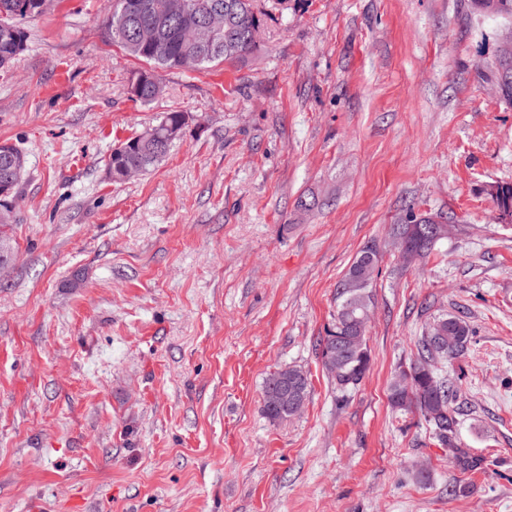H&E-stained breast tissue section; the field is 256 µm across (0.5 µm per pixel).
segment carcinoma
Returning a JSON list of instances; mask_svg holds the SVG:
<instances>
[{"mask_svg":"<svg viewBox=\"0 0 512 512\" xmlns=\"http://www.w3.org/2000/svg\"><path fill=\"white\" fill-rule=\"evenodd\" d=\"M29 0H0V69L11 65L27 49L29 31L27 22L45 15V12L28 13ZM161 0H112L105 19V29L113 42L129 56L147 64L139 70L128 85L130 97L150 105L157 100L154 84L163 81L161 72L172 70L204 71L222 63H244L257 51L255 40L260 19L255 14L251 0H238L240 15L231 22L222 24L221 42L211 49H196L197 35L184 29L170 18L163 26L168 41L167 51L156 56L148 41L151 13L145 8L150 4L158 7ZM183 112H165L152 125L157 137L145 140L136 135L112 149L106 163L107 174L114 182L122 181L128 167H136L145 173L158 164L171 150L174 141L167 132L170 128L185 129ZM27 159L26 153L16 145L0 144V182L12 168L15 159ZM21 183L13 176L10 195L0 197V260L11 258L8 231L18 223V214L7 206V202L18 194ZM499 192L490 197L496 212L512 210V184H498ZM430 217L412 218L410 224H397L393 235L406 239L410 251L416 257H424L434 248L437 240L418 236L416 226L433 224ZM373 275L358 288H337L336 317L326 336L320 339V359L323 369L336 385L346 392L356 388L366 376L370 351L366 333H361V343L349 340L353 331V317L371 311L369 286ZM472 331L469 323L460 316L442 314L433 319L418 337L417 356L408 370L394 378L389 389V401L393 409L404 413H417L429 426L433 437L443 446L452 442L457 433V418L453 404L457 400L458 387L455 381L441 373L437 364L454 363L466 355ZM276 381L284 385H295L304 399L309 394V379L296 367H286L271 373L266 382Z\"/></svg>","mask_w":512,"mask_h":512,"instance_id":"1","label":"carcinoma"}]
</instances>
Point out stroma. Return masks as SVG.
<instances>
[{"label": "stroma", "instance_id": "1", "mask_svg": "<svg viewBox=\"0 0 512 512\" xmlns=\"http://www.w3.org/2000/svg\"><path fill=\"white\" fill-rule=\"evenodd\" d=\"M107 4L57 0L0 69V143L28 154L0 273V512H512L497 22L470 0H254L251 61L165 72L145 106ZM169 110L183 137L112 182V148ZM411 215L450 232L409 262L390 229ZM369 246L370 364L344 395L317 342ZM461 311L465 467L389 403L427 323ZM288 366L309 397L273 423L264 382ZM489 184L486 186L485 191L488 195H496L497 190L499 188V192L496 196H488L495 211L498 212V215L503 211V209H510V216L512 217V184L508 183H497ZM500 216V215H499Z\"/></svg>", "mask_w": 512, "mask_h": 512}]
</instances>
